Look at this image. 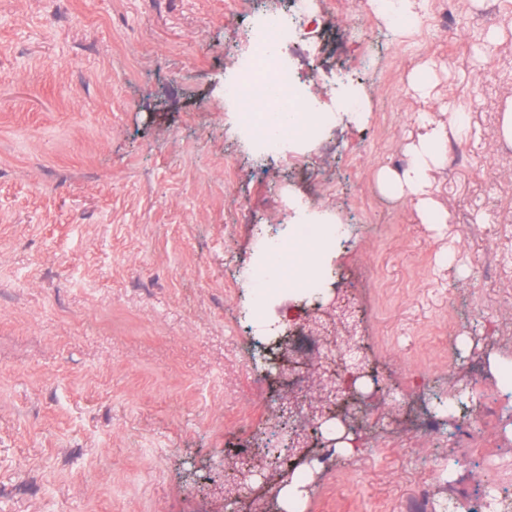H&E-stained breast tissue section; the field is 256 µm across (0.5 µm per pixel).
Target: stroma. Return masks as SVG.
I'll use <instances>...</instances> for the list:
<instances>
[{
  "instance_id": "35a3bbf8",
  "label": "stroma",
  "mask_w": 512,
  "mask_h": 512,
  "mask_svg": "<svg viewBox=\"0 0 512 512\" xmlns=\"http://www.w3.org/2000/svg\"><path fill=\"white\" fill-rule=\"evenodd\" d=\"M281 0H0V512H225L224 451L269 417L239 277L296 200L351 232L325 283L358 280L354 345L403 406L463 389L444 427L358 437L312 468L304 512H407L422 484L512 496V0H313L283 51L301 94L376 84L366 117L262 157L222 87L244 30ZM449 129L425 223L402 174L420 114ZM490 406L481 430L469 412ZM439 457V466L427 461ZM457 466H449V458Z\"/></svg>"
}]
</instances>
